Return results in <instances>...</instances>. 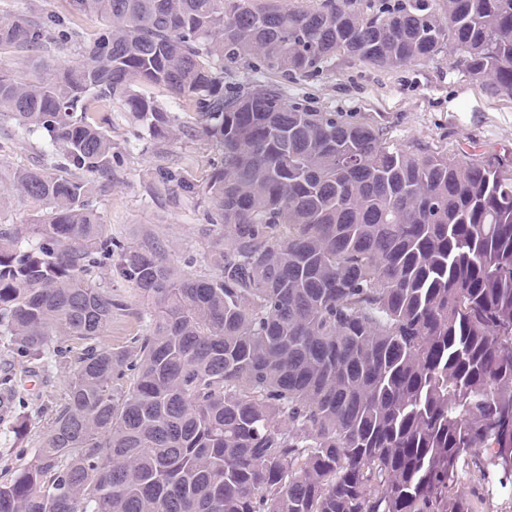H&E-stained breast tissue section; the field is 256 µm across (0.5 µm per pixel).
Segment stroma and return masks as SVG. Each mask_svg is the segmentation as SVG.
<instances>
[{"mask_svg": "<svg viewBox=\"0 0 512 512\" xmlns=\"http://www.w3.org/2000/svg\"><path fill=\"white\" fill-rule=\"evenodd\" d=\"M74 51L15 50L0 54V68L26 81L51 77L57 65L74 58ZM457 53L445 48L434 57L397 68H382L347 54H337L323 70L289 79L288 98L314 112H347L381 124L386 141L414 151L457 157L462 153H495L512 159V97L500 94L489 81L459 71ZM105 126L125 160L109 183L99 186L96 208L113 237L132 243L152 232L168 246L172 266L180 272L215 274L209 257L223 241L221 227L206 224L204 200L175 196L155 182L152 171L161 165L187 170L203 180L217 154L209 141L191 131H178L157 148L138 138L137 124L121 108L103 111ZM42 138L17 140L13 128L0 124V171L52 168ZM102 286L120 301L112 326L98 346L121 348L136 358L142 334L141 301L110 266L98 271ZM75 353L44 371L20 358L8 337L0 336V378H16L10 403L0 410V481L31 457L54 414L64 403ZM28 423L24 438L11 426L17 417Z\"/></svg>", "mask_w": 512, "mask_h": 512, "instance_id": "35a3bbf8", "label": "stroma"}]
</instances>
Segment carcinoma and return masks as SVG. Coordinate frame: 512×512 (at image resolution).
Masks as SVG:
<instances>
[{"mask_svg": "<svg viewBox=\"0 0 512 512\" xmlns=\"http://www.w3.org/2000/svg\"><path fill=\"white\" fill-rule=\"evenodd\" d=\"M70 17L0 21V50L79 47L43 82L0 68V121L46 137L55 172L8 174L31 224L0 227V336L51 367L52 337L112 326L111 264L142 297L140 361L90 348L40 446L0 482V512H474L512 492V165L388 144L379 124L310 112L282 83L224 85L255 59L283 78L336 52L383 68L450 44L456 67L512 96V0H69ZM92 12L87 40L75 18ZM217 149L202 182L155 178L224 227L215 276L126 244L97 212L122 151L118 104L159 145L181 117Z\"/></svg>", "mask_w": 512, "mask_h": 512, "instance_id": "1", "label": "carcinoma"}]
</instances>
